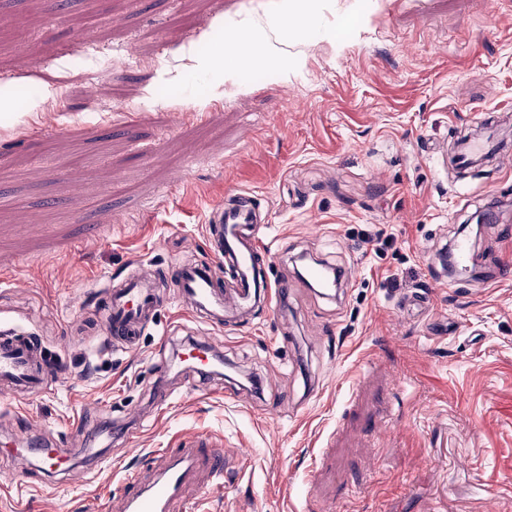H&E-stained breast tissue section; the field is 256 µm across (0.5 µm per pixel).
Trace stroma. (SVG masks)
<instances>
[{
  "instance_id": "obj_1",
  "label": "stroma",
  "mask_w": 512,
  "mask_h": 512,
  "mask_svg": "<svg viewBox=\"0 0 512 512\" xmlns=\"http://www.w3.org/2000/svg\"><path fill=\"white\" fill-rule=\"evenodd\" d=\"M292 12L312 27L273 39ZM243 27L255 53L226 66ZM490 122L505 147L451 167L449 145ZM228 191L266 213L287 300L220 330L174 299L137 350L101 335L93 297L208 259ZM491 207L473 249L487 275L404 313ZM375 225L395 238L381 255L360 241ZM301 251L346 271L342 297L293 273ZM507 265L512 0H0V324L59 364L26 422L0 403V512H107L151 474L147 452L196 442L237 454L223 488L200 474L195 512H512ZM195 338L222 376L169 378ZM36 441L73 474L17 458Z\"/></svg>"
}]
</instances>
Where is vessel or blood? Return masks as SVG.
Masks as SVG:
<instances>
[{
  "mask_svg": "<svg viewBox=\"0 0 512 512\" xmlns=\"http://www.w3.org/2000/svg\"><path fill=\"white\" fill-rule=\"evenodd\" d=\"M255 197L239 191L227 195L209 216L205 237L212 262L176 265L172 288L191 312L205 316L210 327L243 329L253 325L257 312L269 310L276 298L272 257L262 246V225L256 224ZM229 273L227 286H219L214 264ZM101 308L102 329L128 349H136L142 335L168 298L136 272L119 278L108 289ZM55 365L45 355L36 336L15 329L0 331V393L19 400L40 393L55 381ZM164 465L151 484L134 480L123 491L125 512H174L175 504H187L190 476L197 468L209 470L218 481L232 475L230 459L223 452L211 453L202 446L165 448ZM44 470L69 471V456L60 448L40 453Z\"/></svg>",
  "mask_w": 512,
  "mask_h": 512,
  "instance_id": "b4317fda",
  "label": "vessel or blood"
}]
</instances>
